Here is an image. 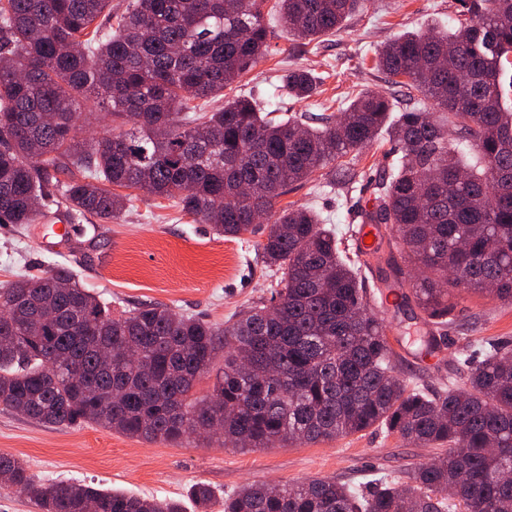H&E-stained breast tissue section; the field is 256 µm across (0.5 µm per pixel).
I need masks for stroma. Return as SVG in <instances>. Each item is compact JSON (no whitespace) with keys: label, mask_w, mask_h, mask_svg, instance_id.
<instances>
[{"label":"stroma","mask_w":512,"mask_h":512,"mask_svg":"<svg viewBox=\"0 0 512 512\" xmlns=\"http://www.w3.org/2000/svg\"><path fill=\"white\" fill-rule=\"evenodd\" d=\"M459 9V0H366L342 32L303 47L291 39L277 15H269L268 54L233 83L232 92L256 98L279 119L340 112L361 94L402 99V89L377 68L376 51L407 31L448 28ZM293 67L311 69L320 77L317 95L297 102L282 93V77ZM396 152L387 143L357 155L356 166L365 180L355 190L340 184L325 188L315 177L293 187L279 204L312 209L337 234H347L360 224L364 201L390 170ZM267 228L262 222L243 239H224L174 202L139 193L120 219L102 224L93 218L79 224L71 242L57 253L42 248L40 225L0 224V289L18 275L37 276L56 263L71 268L82 285L114 309L156 302L221 325L253 300L271 295L275 280L257 252ZM455 303L452 322L438 339L439 359L429 367L418 359L412 341L429 330L423 314L404 306L381 312L396 371L408 385L439 387L454 369L463 341L491 338L512 348V304L466 290L458 292ZM0 453L24 460L41 483L80 481L178 500L185 512H193L192 490L203 483L212 492L211 512H223L225 497L252 481L279 485L324 477L359 486L410 470L438 451L404 442L380 427L332 442L245 450L198 439L147 442L92 424L47 427L0 407Z\"/></svg>","instance_id":"1"}]
</instances>
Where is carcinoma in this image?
Wrapping results in <instances>:
<instances>
[{
    "label": "carcinoma",
    "mask_w": 512,
    "mask_h": 512,
    "mask_svg": "<svg viewBox=\"0 0 512 512\" xmlns=\"http://www.w3.org/2000/svg\"><path fill=\"white\" fill-rule=\"evenodd\" d=\"M111 2L0 0V224L38 223L52 188L70 224L119 219L131 198L119 188L173 200L227 239L253 232L259 211L272 219L259 248L276 288L221 327L158 303L115 315L63 265L19 278L0 289V405L145 441L204 435L253 449L380 425L444 449L365 489L318 477L248 484L224 512H512V351L466 343L439 389L403 383L359 273L369 263L349 259L313 211L277 208L321 170L328 186L355 185L363 175L349 158L384 137L401 156L365 218L403 249L379 280L440 326L459 289L512 303V0H461L460 26L388 42L376 65L404 99L363 94L315 127L270 120L244 95L215 112L195 104L264 56L268 0H129L115 20ZM358 2L275 0L271 10L312 41L340 31ZM283 84L295 100L318 92L306 68ZM97 112L112 129L77 138L79 117ZM221 350L212 393L193 397ZM0 479L41 512H182L82 483L38 485L8 454ZM193 498L210 512L207 486Z\"/></svg>",
    "instance_id": "carcinoma-1"
}]
</instances>
